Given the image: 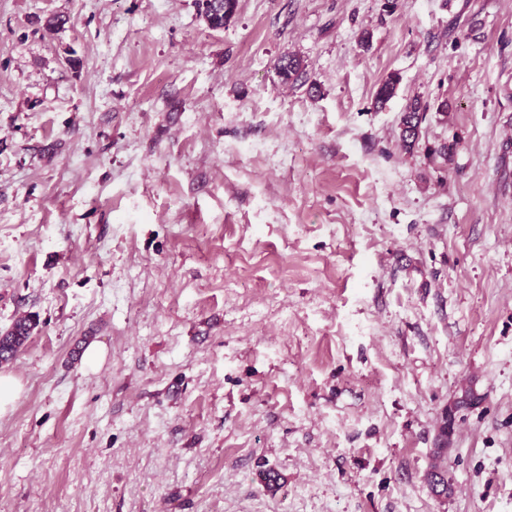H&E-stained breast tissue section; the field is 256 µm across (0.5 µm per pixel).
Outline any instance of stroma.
<instances>
[{
  "label": "stroma",
  "instance_id": "1",
  "mask_svg": "<svg viewBox=\"0 0 512 512\" xmlns=\"http://www.w3.org/2000/svg\"><path fill=\"white\" fill-rule=\"evenodd\" d=\"M23 316L0 512H512V0H0ZM237 3V0H198V7L208 25L220 29L234 16ZM428 108V105L423 104L418 98L413 99L406 107L401 120L400 139L409 151L419 144ZM479 400V396L475 393L473 388L464 390L462 396L455 402L454 411H458L461 408H466ZM453 410L444 412L443 423L439 429L438 445L434 452V462L430 465L429 470L426 473V481L429 484L433 493L438 496H448L450 487L448 485V479L446 473L443 471L442 466L438 462L447 449V442L442 439L443 437L449 436L454 421Z\"/></svg>",
  "mask_w": 512,
  "mask_h": 512
}]
</instances>
